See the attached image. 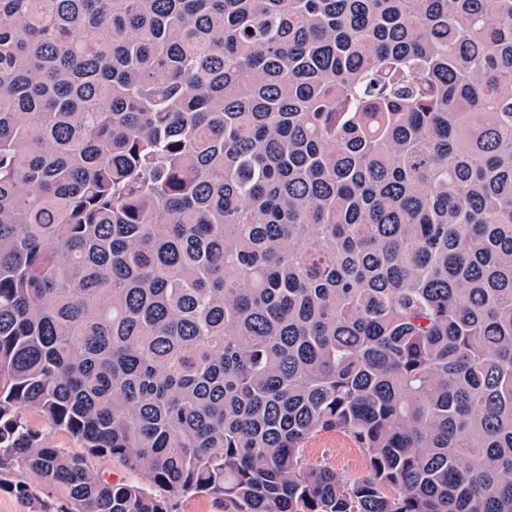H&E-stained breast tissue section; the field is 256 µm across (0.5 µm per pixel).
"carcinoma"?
Masks as SVG:
<instances>
[{
  "mask_svg": "<svg viewBox=\"0 0 512 512\" xmlns=\"http://www.w3.org/2000/svg\"><path fill=\"white\" fill-rule=\"evenodd\" d=\"M0 489L512 512V0H0ZM19 411L25 421L41 434V437L47 444L54 448H62L70 453L83 455L91 469L102 473L104 476H110L112 482L123 480L128 483L140 484L144 487L150 486V482L144 474L130 471L119 461L110 457L88 453L86 448H82L79 442L66 432L51 425L36 409L26 406L20 408ZM303 453L309 465L336 470L347 484L367 473L362 449L336 430L321 431L313 435L304 445Z\"/></svg>",
  "mask_w": 512,
  "mask_h": 512,
  "instance_id": "cac0c4a2",
  "label": "carcinoma"
}]
</instances>
